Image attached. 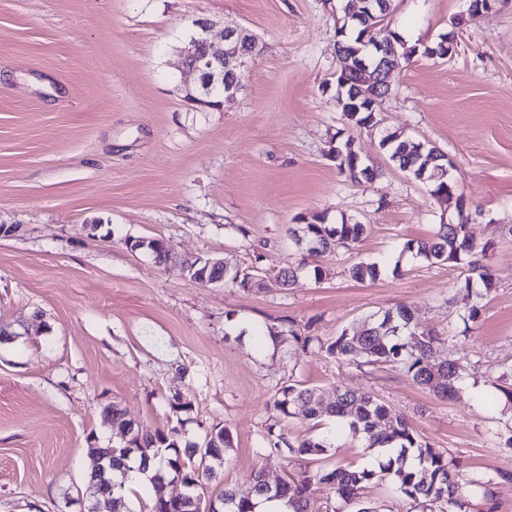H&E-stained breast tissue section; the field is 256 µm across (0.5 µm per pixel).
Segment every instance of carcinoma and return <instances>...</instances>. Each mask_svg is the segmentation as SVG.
<instances>
[{"label": "carcinoma", "mask_w": 512, "mask_h": 512, "mask_svg": "<svg viewBox=\"0 0 512 512\" xmlns=\"http://www.w3.org/2000/svg\"><path fill=\"white\" fill-rule=\"evenodd\" d=\"M372 13L361 21L342 17L336 22L337 41L348 52V56L359 59L378 51L373 44L381 29L375 28L382 13L390 11V0H370ZM340 110L354 119L352 125L368 122L369 108L361 101L353 102L351 90L343 96ZM378 146L389 161L412 176L416 181L431 187V195L448 192L450 180L432 178L436 163L435 148L428 142L414 139L404 131L396 129L381 137ZM336 165L350 181L359 183L370 165L365 162L354 164L358 156L354 140L349 138L340 147ZM456 223L439 224L429 239H409L403 243L400 254L411 255L414 259L430 264L448 261L464 263L469 275L463 288L467 298L473 300L468 307V318L475 320L480 313L479 300L483 292L494 285L491 267L487 263V252L491 244L482 247L473 245L468 234L470 212L457 210ZM368 225L341 218L339 224H326L321 215H314L300 229H288L292 239L307 242L330 239L335 249H348L366 234ZM351 276L359 281H374L380 276L376 262H361L350 268ZM412 308L400 304L385 310L376 319H370L356 331H342L326 345V352L338 360L362 365L397 364L413 380L441 398L455 396L462 378L463 365L456 359L440 360L437 353L441 339L432 331L421 330L413 322ZM279 412L289 417L292 410L299 408L309 418L321 420L332 417L348 428L351 435L363 434L370 448L392 449L385 460L378 463V469L338 464L331 469L305 471L281 483L276 494L265 490V473H255L253 484L246 493L226 487L212 497L220 512H255L260 499H281L286 501L291 512H308L312 488L325 485L348 505L357 507L356 512H373L360 500V491L375 478L391 476L396 489L404 496L417 502L421 512H465L466 502L462 488L475 486L478 480L451 467L448 457L429 443L423 441L407 418L393 410L369 392L336 386V397L325 404L310 388L290 384L281 391V398L275 401ZM103 416L112 424L123 429L126 439L120 446L88 448V453L99 462L98 468L89 476L88 489L92 496L112 503V512H130L126 497L115 495V489L107 471L114 473L122 468L129 469L146 465L153 471L150 478L152 490L151 512H195L193 500L200 498L198 490L217 481L219 470L224 464V454L232 447V436L225 427H214L205 435L202 443H184L180 431L172 427L166 431L145 432L125 418L117 405H108ZM266 447L272 451L283 449L296 456L319 460L327 453L328 440L322 436H310L288 440L284 433L268 428ZM176 478L191 486L188 496H168L165 488L169 478Z\"/></svg>", "instance_id": "obj_1"}]
</instances>
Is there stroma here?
<instances>
[{"label":"stroma","mask_w":512,"mask_h":512,"mask_svg":"<svg viewBox=\"0 0 512 512\" xmlns=\"http://www.w3.org/2000/svg\"><path fill=\"white\" fill-rule=\"evenodd\" d=\"M468 0H392V30L420 44L455 35L444 58L414 53L380 106L385 127L447 153L474 214L469 231L490 245L495 285L469 320L466 265L401 256L449 212L428 186L393 166L379 133L350 125L336 105L337 0H0V512H88L89 446H117L102 415L117 404L143 430L178 427L202 440L232 435L223 483L248 491L310 469L266 449L267 429L333 434L303 412L277 419L281 389L298 384L334 399L343 385L405 414L419 435L473 476L470 512H512V404L495 382L512 367V0L459 29ZM240 27L262 48L224 108L190 102L178 70L195 31ZM353 139L378 166L351 182L329 152ZM367 224L351 249L321 258L277 288L279 268L307 252L288 234L313 215ZM166 242L156 263L131 240ZM224 260L255 270L251 288L202 285L180 262ZM382 265L359 283V262ZM407 304L465 366L460 393L441 399L397 365L356 367L323 341ZM294 327L308 348L272 342ZM191 405L177 414L174 398ZM373 512H420L391 479L366 485Z\"/></svg>","instance_id":"1"}]
</instances>
